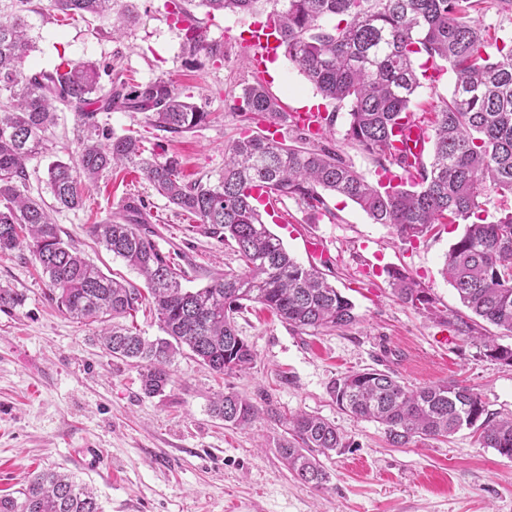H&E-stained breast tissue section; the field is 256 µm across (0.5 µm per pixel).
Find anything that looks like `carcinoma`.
<instances>
[{
  "mask_svg": "<svg viewBox=\"0 0 512 512\" xmlns=\"http://www.w3.org/2000/svg\"><path fill=\"white\" fill-rule=\"evenodd\" d=\"M193 0H169L183 24V51L191 57L224 55L188 9ZM478 0H199L208 13L251 16L271 7L273 27L285 56L332 105L323 113L324 133L288 124L292 143L244 131L224 146V172L217 182L187 181L176 156L146 154L142 138L100 128L98 114L147 113L156 129L179 134L204 124L210 113L187 101L169 79L158 77L127 89L116 78L100 84L93 62L63 55L49 70L30 71L34 48L20 16L0 19V253L26 249L47 278L49 298L77 320L102 325L106 352L140 367L143 393L161 395L171 383L170 366L184 350L205 368L226 375L250 367L254 352L242 339L235 316L243 302L260 305L287 327L301 331L342 329L356 321L354 304L318 270L298 262L262 221L255 189L295 200L304 209L328 211L325 194L358 205L375 224H388L404 242L425 237L436 224H464L445 255L443 274L462 304L483 321L512 331V208L491 215L487 192L512 196V39L490 35L472 17ZM64 14L92 15L112 26L114 0H53ZM426 57L432 74L419 70ZM456 74L448 98L427 126L429 159L397 147L413 120L410 106L422 80L437 81L441 63ZM76 113L81 135L77 155L48 168V206L26 194V162L43 152L55 112ZM233 109L241 116L287 121L263 80L242 89ZM345 139L408 178L372 183L322 143L339 114ZM139 170L169 203L211 226L233 247L243 270L213 277L203 288L183 286V272L138 225L106 219L90 233L112 255L145 279L148 295L106 275L66 243L50 210L83 207L82 183H93L115 165ZM398 300L426 306L425 288L406 273L388 272ZM148 303L164 336L149 340L118 322ZM22 304L0 288V311ZM485 356L512 366V348L482 337ZM330 394L352 415L383 426L389 442L445 438L479 425L483 447L512 458V418L496 420L480 395L457 380L411 388L389 372H355L337 379ZM212 414L234 427L262 414L285 426L280 455L297 480L319 489L328 474L313 455L345 447L336 426L317 415H283L234 393L222 394ZM0 512H103L94 492L62 471L32 475L18 496H1Z\"/></svg>",
  "mask_w": 512,
  "mask_h": 512,
  "instance_id": "1",
  "label": "carcinoma"
}]
</instances>
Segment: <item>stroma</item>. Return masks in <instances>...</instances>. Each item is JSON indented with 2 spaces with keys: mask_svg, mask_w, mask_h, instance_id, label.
Here are the masks:
<instances>
[{
  "mask_svg": "<svg viewBox=\"0 0 512 512\" xmlns=\"http://www.w3.org/2000/svg\"><path fill=\"white\" fill-rule=\"evenodd\" d=\"M166 2L117 0L116 12L130 17L118 35L97 18L60 15L51 0H0V16H25L34 42L30 70L53 68L63 54L99 65L105 86L113 71L134 85L164 77L208 111L207 123L183 134L154 129L142 112L98 116L115 133L138 132L156 156H178L188 180L223 172L224 146L245 126L232 101L255 77L266 81L283 110L321 105L287 57L255 64L253 49L242 42L253 18L193 7L209 37L223 43L224 55L191 58ZM46 138V151L27 164V190L48 202L49 165L78 149L75 113L60 110ZM83 198L82 209L54 219L63 240L108 276L145 286L90 233L130 201L157 247L184 271L188 287L241 270L230 245L169 204L140 172H106L84 188ZM327 204L328 212L313 214L294 200H272L264 220L294 258L318 267L354 302L356 322L302 333L248 307L236 322L255 354L250 369L219 377L186 352L172 365L173 384L155 397L143 394L136 365L106 353L99 324L57 309L28 252L0 253V286L23 297L21 306L0 311V495L14 493L33 473L64 470L94 489L104 512H512V459L482 447L477 427L396 448L380 424L340 409L330 394L332 382L351 372L386 371L409 386L452 378L473 387L495 418L512 416V367L486 357L481 342L490 336L512 348V332L483 321L474 340L449 331L472 319L442 274L444 255L463 225L436 226L410 244L345 198L331 195ZM392 267L421 283L431 308L394 296ZM228 391L263 408L333 422L346 446L321 457L330 476L325 488L291 475L279 452L286 437L279 423L266 418L234 428L213 417V401ZM84 448L96 449L97 467L75 464Z\"/></svg>",
  "mask_w": 512,
  "mask_h": 512,
  "instance_id": "1",
  "label": "stroma"
}]
</instances>
